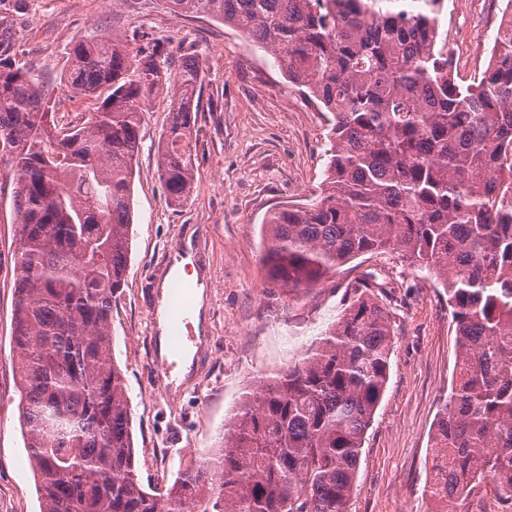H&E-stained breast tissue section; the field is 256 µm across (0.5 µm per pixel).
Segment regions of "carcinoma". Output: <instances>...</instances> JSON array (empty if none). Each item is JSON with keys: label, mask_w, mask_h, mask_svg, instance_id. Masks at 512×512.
I'll return each instance as SVG.
<instances>
[{"label": "carcinoma", "mask_w": 512, "mask_h": 512, "mask_svg": "<svg viewBox=\"0 0 512 512\" xmlns=\"http://www.w3.org/2000/svg\"><path fill=\"white\" fill-rule=\"evenodd\" d=\"M436 2L166 0L241 31L332 114L318 197L266 218L268 278L309 287L388 250L434 273L455 366L427 492L451 503L490 481L512 512V14L487 69L463 86L438 45ZM170 57L160 42L133 54L108 31L78 40L59 85L94 107L64 125L35 71L0 57L20 426L41 512H348L393 340L369 288L245 394L210 466L192 461L160 491L138 479L112 299L128 267L141 116L160 91L171 119L159 179L175 204L193 190L205 71L189 56L174 73Z\"/></svg>", "instance_id": "obj_1"}]
</instances>
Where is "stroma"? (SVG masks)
<instances>
[{
	"label": "stroma",
	"mask_w": 512,
	"mask_h": 512,
	"mask_svg": "<svg viewBox=\"0 0 512 512\" xmlns=\"http://www.w3.org/2000/svg\"><path fill=\"white\" fill-rule=\"evenodd\" d=\"M442 22L454 72L469 82L487 67L507 0H445ZM10 60L55 79L79 38L108 30L130 49L162 40L204 66L196 117L194 188L168 201L157 143L170 98L158 93L140 123L133 224L124 285L112 304V351L131 408L135 468L144 487L170 485L181 464L212 456L241 397L287 368L340 317L358 279L372 275L393 326L383 399L367 431L349 512H430L425 492L431 437L455 362L448 295L439 280L397 252L366 255L309 288L269 286L260 231L281 205L311 202L324 178L329 113L291 84L271 55L239 31L201 15L171 12L165 0H0ZM13 186L0 178V512H40L19 425L12 342ZM198 239L206 261L203 311L211 340L179 396L163 397L152 373L151 311L172 247Z\"/></svg>",
	"instance_id": "stroma-1"
}]
</instances>
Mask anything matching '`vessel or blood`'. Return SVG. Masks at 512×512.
<instances>
[{
  "mask_svg": "<svg viewBox=\"0 0 512 512\" xmlns=\"http://www.w3.org/2000/svg\"><path fill=\"white\" fill-rule=\"evenodd\" d=\"M194 287L179 275H172L166 288L167 322L157 326L154 338L155 371L153 378L164 394L180 391L179 363L192 350H203L209 341L205 324L195 321Z\"/></svg>",
  "mask_w": 512,
  "mask_h": 512,
  "instance_id": "1",
  "label": "vessel or blood"
}]
</instances>
